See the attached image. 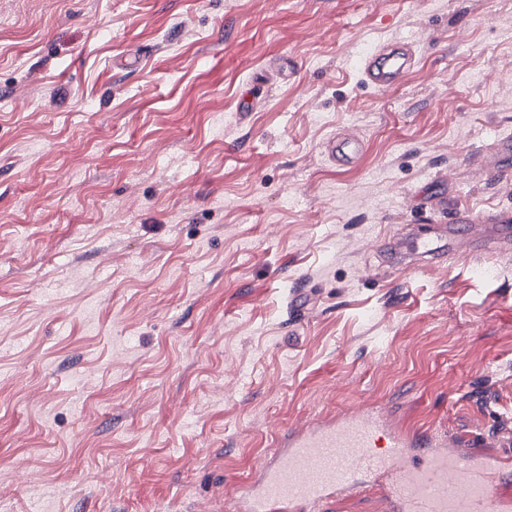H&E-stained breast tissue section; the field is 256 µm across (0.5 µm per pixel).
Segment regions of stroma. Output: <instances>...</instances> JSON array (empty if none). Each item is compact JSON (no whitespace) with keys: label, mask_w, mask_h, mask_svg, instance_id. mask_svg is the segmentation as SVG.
Here are the masks:
<instances>
[{"label":"stroma","mask_w":512,"mask_h":512,"mask_svg":"<svg viewBox=\"0 0 512 512\" xmlns=\"http://www.w3.org/2000/svg\"><path fill=\"white\" fill-rule=\"evenodd\" d=\"M508 73L512 0H0V512H224L337 410L512 428V252L378 250L512 213ZM413 63V55L404 43H391L361 60L364 81L379 88L398 85ZM329 157L339 165L347 166L356 161L361 154V141L356 137L337 140L333 138L328 144Z\"/></svg>","instance_id":"stroma-1"}]
</instances>
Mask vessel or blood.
Segmentation results:
<instances>
[{"label": "vessel or blood", "instance_id": "1", "mask_svg": "<svg viewBox=\"0 0 512 512\" xmlns=\"http://www.w3.org/2000/svg\"><path fill=\"white\" fill-rule=\"evenodd\" d=\"M413 63L406 44L392 43L366 55L367 84L398 85ZM332 161L347 166L361 153L356 137L328 144ZM512 247V221L485 219L463 210L429 234L389 243L385 261L393 267L412 258L443 262L471 259ZM512 479V430L493 439L437 428L409 429L385 409L344 412L279 433L272 453L258 463L256 478L237 495L235 512H329L340 496L372 492L381 512H512V495L501 485Z\"/></svg>", "mask_w": 512, "mask_h": 512}]
</instances>
